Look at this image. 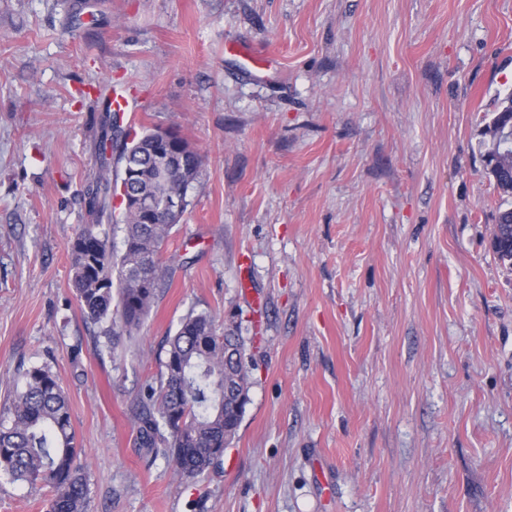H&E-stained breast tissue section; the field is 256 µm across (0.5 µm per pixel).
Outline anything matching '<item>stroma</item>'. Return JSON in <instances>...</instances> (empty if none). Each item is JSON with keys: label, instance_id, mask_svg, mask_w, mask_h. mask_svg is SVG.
<instances>
[{"label": "stroma", "instance_id": "stroma-1", "mask_svg": "<svg viewBox=\"0 0 512 512\" xmlns=\"http://www.w3.org/2000/svg\"><path fill=\"white\" fill-rule=\"evenodd\" d=\"M504 73L512 0H0V398L19 366L58 372L89 512H512V263L482 146ZM92 86L204 161L131 337L70 280ZM192 310L241 320L252 364L236 439L188 483L132 411ZM48 497L0 477V512Z\"/></svg>", "mask_w": 512, "mask_h": 512}]
</instances>
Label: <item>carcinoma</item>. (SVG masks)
<instances>
[{
	"mask_svg": "<svg viewBox=\"0 0 512 512\" xmlns=\"http://www.w3.org/2000/svg\"><path fill=\"white\" fill-rule=\"evenodd\" d=\"M105 108L99 121V165L87 177L82 197L89 223L82 225L71 246V282L88 320L111 329L118 325L130 334L150 313L165 280L163 254L173 225L147 220L129 199L147 193L165 206L176 198L186 211L187 193L201 175L203 159L183 138L186 169L169 183L154 181L149 147L160 133L121 136L112 124L111 101ZM484 136L486 168L508 178L512 147L501 146L489 127ZM110 140L119 150L123 172L138 176L111 179L112 155L103 150ZM496 189L502 206L493 233L494 253L512 262V190L500 183ZM119 195L126 204L118 218L112 199ZM119 222L124 237L118 255L112 248V229ZM231 345L237 346L238 357L227 364L224 348ZM18 378L20 386L0 406V476L48 489L49 512H88L89 487L77 463L70 401L59 374L45 362L18 369ZM250 386L241 323L221 333L209 313H188L168 341L158 385H146L134 410L140 447L172 461L186 481L202 477L236 438L243 415L234 403L240 395L243 404L249 403Z\"/></svg>",
	"mask_w": 512,
	"mask_h": 512,
	"instance_id": "carcinoma-1",
	"label": "carcinoma"
}]
</instances>
